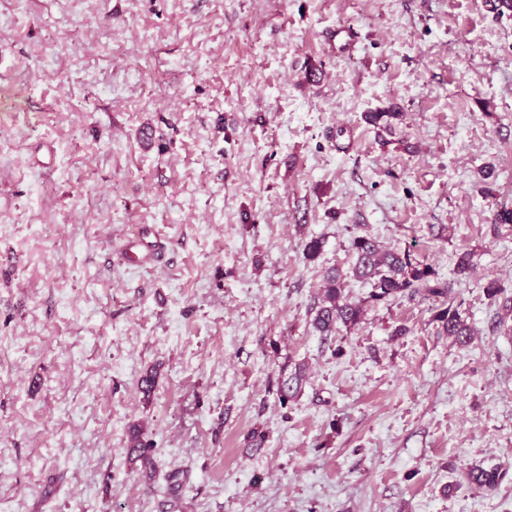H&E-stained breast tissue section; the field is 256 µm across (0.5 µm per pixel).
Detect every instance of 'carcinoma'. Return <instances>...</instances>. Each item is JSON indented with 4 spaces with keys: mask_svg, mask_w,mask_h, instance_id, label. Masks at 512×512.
Listing matches in <instances>:
<instances>
[{
    "mask_svg": "<svg viewBox=\"0 0 512 512\" xmlns=\"http://www.w3.org/2000/svg\"><path fill=\"white\" fill-rule=\"evenodd\" d=\"M365 120L379 131L390 134L398 121L402 120L400 112H370ZM354 262L352 276L370 286L368 301L372 303L389 302L399 298L414 299L418 296L434 298L445 305L436 319L441 323L443 332L454 338L460 345L467 344L472 336L471 328L461 319L458 311L451 309L454 302L452 290L445 284L431 280L432 271L422 265L410 249H385L375 238L369 235H357L351 241ZM342 276L335 267L326 271L321 298L316 306L312 328L321 336H331L339 327L352 328L364 317L363 304L349 300L343 293ZM488 296L500 300L504 316L512 315V295L505 294L503 288L494 280L485 286ZM303 374L298 369L293 374L278 381L276 395L281 405L285 406L298 397L302 389ZM126 454L129 462L139 465L142 477L151 482L156 475V467L151 454L149 441L145 440L142 428L133 424L129 428ZM502 475L496 468L471 469L467 481L479 488L495 487Z\"/></svg>",
    "mask_w": 512,
    "mask_h": 512,
    "instance_id": "cac0c4a2",
    "label": "carcinoma"
}]
</instances>
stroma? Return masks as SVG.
<instances>
[{"instance_id": "1", "label": "stroma", "mask_w": 512, "mask_h": 512, "mask_svg": "<svg viewBox=\"0 0 512 512\" xmlns=\"http://www.w3.org/2000/svg\"><path fill=\"white\" fill-rule=\"evenodd\" d=\"M391 106L384 145L363 115ZM0 134L5 512H512V333L485 291L512 292V11L0 0ZM141 228L148 269L122 254ZM355 234L447 280L471 342L435 300L368 302ZM333 267L366 314L324 337ZM302 372L303 370L299 366L298 370L296 369L294 374H291L283 379L281 378L278 381L276 395L281 406H286L290 401L297 398L300 394L304 377ZM127 457L131 464L139 463L138 470L142 477L152 482L156 475V467L151 454V447L148 440L144 438L142 428L133 424L129 428L128 446L125 448Z\"/></svg>"}]
</instances>
